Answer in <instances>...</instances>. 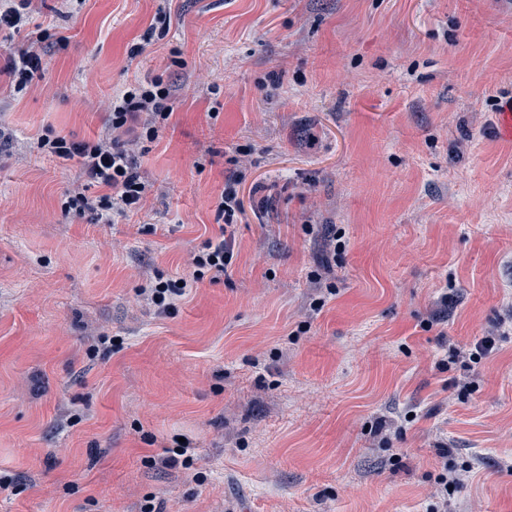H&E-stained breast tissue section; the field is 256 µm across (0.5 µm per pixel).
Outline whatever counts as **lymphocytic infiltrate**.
Returning a JSON list of instances; mask_svg holds the SVG:
<instances>
[{
    "label": "lymphocytic infiltrate",
    "mask_w": 512,
    "mask_h": 512,
    "mask_svg": "<svg viewBox=\"0 0 512 512\" xmlns=\"http://www.w3.org/2000/svg\"><path fill=\"white\" fill-rule=\"evenodd\" d=\"M46 38L43 32L29 34L24 43L11 49L5 71L16 88H25L40 71L41 44ZM172 97L171 87L161 79L140 81L112 100L104 130L96 141H75L54 133L42 137V149L78 163L86 185L106 189L105 194L95 197L86 195L84 187L69 190L62 204L64 212L94 222H108L114 215L141 208L148 185L141 176L136 150L154 142L168 124L173 114ZM228 163L233 170L224 183L217 205V216L224 226L219 237L206 240L191 260L193 267L212 271L217 278L226 275L233 264L230 229L244 212L242 178L234 170L238 160L232 157ZM192 285V280L187 278H167L159 274L141 293L158 312L168 314Z\"/></svg>",
    "instance_id": "f902f5d3"
}]
</instances>
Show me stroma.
Wrapping results in <instances>:
<instances>
[{
	"instance_id": "35a3bbf8",
	"label": "stroma",
	"mask_w": 512,
	"mask_h": 512,
	"mask_svg": "<svg viewBox=\"0 0 512 512\" xmlns=\"http://www.w3.org/2000/svg\"><path fill=\"white\" fill-rule=\"evenodd\" d=\"M35 6L42 70L0 75V512H425L445 463L448 512H512V335L461 358L512 317V0ZM154 77L142 207L65 213L40 136L95 139ZM245 146L232 267L157 313L139 289L192 276ZM177 436L191 469L144 464ZM500 336L489 334V336L477 337L473 347L468 354L470 361L478 363L482 358H487L499 350Z\"/></svg>"
}]
</instances>
